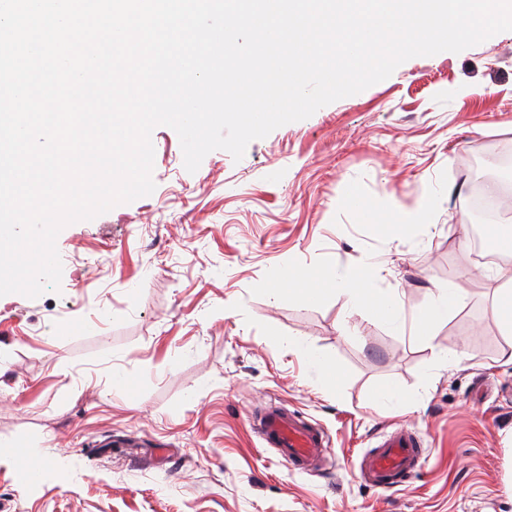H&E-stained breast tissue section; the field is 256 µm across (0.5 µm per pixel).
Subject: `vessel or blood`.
<instances>
[{"mask_svg":"<svg viewBox=\"0 0 512 512\" xmlns=\"http://www.w3.org/2000/svg\"><path fill=\"white\" fill-rule=\"evenodd\" d=\"M251 424L264 444L300 469L316 464L326 443V436L317 424L280 406L252 415ZM423 455L420 437L400 431L386 437L365 456L362 473L371 486L392 489L419 471Z\"/></svg>","mask_w":512,"mask_h":512,"instance_id":"vessel-or-blood-1","label":"vessel or blood"}]
</instances>
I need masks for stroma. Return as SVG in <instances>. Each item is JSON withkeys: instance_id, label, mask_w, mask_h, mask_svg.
I'll return each mask as SVG.
<instances>
[{"instance_id": "35a3bbf8", "label": "stroma", "mask_w": 512, "mask_h": 512, "mask_svg": "<svg viewBox=\"0 0 512 512\" xmlns=\"http://www.w3.org/2000/svg\"><path fill=\"white\" fill-rule=\"evenodd\" d=\"M155 190L57 237L59 290L0 296V442L51 465L20 487L0 460V512H512V345L493 309L512 258L472 252L469 201L497 183L512 225V31L411 58L386 80L252 141L241 160L184 167L177 133L152 132ZM356 192L393 214L433 193L430 220L399 235L345 207ZM376 266L406 311L454 283L461 308L430 338L395 331L336 293L272 294L275 268ZM343 373L321 383L293 338ZM453 351L460 361L445 365ZM396 384L406 411L373 406ZM278 405L318 424L316 471L284 462L250 413ZM404 427L423 440L406 488L361 476Z\"/></svg>"}]
</instances>
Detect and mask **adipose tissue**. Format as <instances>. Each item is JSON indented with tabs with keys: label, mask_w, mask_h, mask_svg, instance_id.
I'll use <instances>...</instances> for the list:
<instances>
[{
	"label": "adipose tissue",
	"mask_w": 512,
	"mask_h": 512,
	"mask_svg": "<svg viewBox=\"0 0 512 512\" xmlns=\"http://www.w3.org/2000/svg\"><path fill=\"white\" fill-rule=\"evenodd\" d=\"M372 274L373 269L369 266L343 272L338 266L330 264L320 274L291 269L274 277L270 291L275 295L288 291L297 294L305 302L313 303L320 299L326 286L332 283L345 306L354 309L371 307L380 319L390 322L395 328H402L399 295L394 292H376L371 286ZM463 302V293L455 286L435 288L429 304L414 315V328L418 335L430 336L433 329L447 321L449 313L458 309Z\"/></svg>",
	"instance_id": "obj_1"
}]
</instances>
